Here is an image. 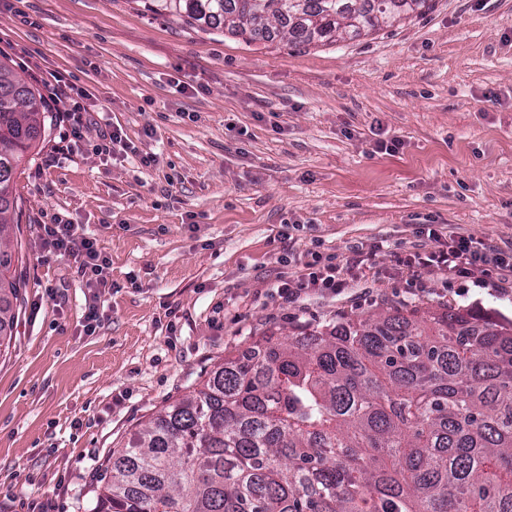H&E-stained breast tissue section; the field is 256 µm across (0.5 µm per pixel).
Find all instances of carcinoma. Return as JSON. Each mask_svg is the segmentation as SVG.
Segmentation results:
<instances>
[{
  "instance_id": "obj_1",
  "label": "carcinoma",
  "mask_w": 512,
  "mask_h": 512,
  "mask_svg": "<svg viewBox=\"0 0 512 512\" xmlns=\"http://www.w3.org/2000/svg\"><path fill=\"white\" fill-rule=\"evenodd\" d=\"M434 0H143L246 43L308 49ZM42 102L0 60V345L22 300L15 174ZM92 512H512V323L415 307L270 332L224 359L108 463Z\"/></svg>"
}]
</instances>
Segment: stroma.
Segmentation results:
<instances>
[{"label":"stroma","mask_w":512,"mask_h":512,"mask_svg":"<svg viewBox=\"0 0 512 512\" xmlns=\"http://www.w3.org/2000/svg\"><path fill=\"white\" fill-rule=\"evenodd\" d=\"M0 53L25 81L55 71L86 89L135 147L97 153L92 124L57 153L50 111L16 174L27 288L0 355V512H89L107 459L268 332L386 308L512 321V276L461 297L435 274L388 275L397 249H434L421 224L512 250V0H435L400 26L306 51L138 0H0ZM392 137L398 153L376 151ZM57 216L107 257L89 336L93 292L44 245ZM374 242L341 295L290 303L274 288L283 254L343 259Z\"/></svg>","instance_id":"1"}]
</instances>
